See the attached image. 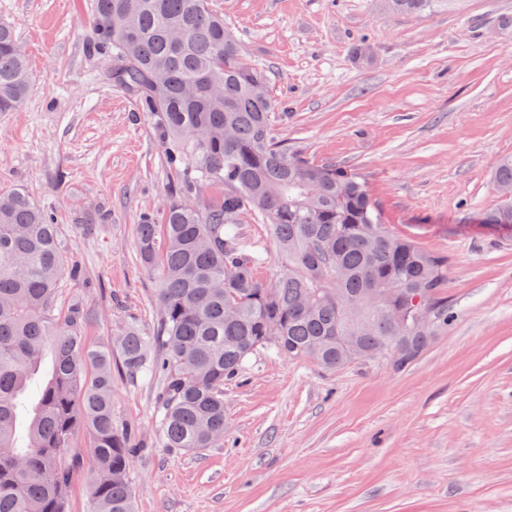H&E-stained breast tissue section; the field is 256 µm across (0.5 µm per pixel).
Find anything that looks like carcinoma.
Returning a JSON list of instances; mask_svg holds the SVG:
<instances>
[{
	"label": "carcinoma",
	"mask_w": 512,
	"mask_h": 512,
	"mask_svg": "<svg viewBox=\"0 0 512 512\" xmlns=\"http://www.w3.org/2000/svg\"><path fill=\"white\" fill-rule=\"evenodd\" d=\"M456 3L386 7L418 16ZM93 34L110 47L104 79L155 120L177 177L161 216L136 227L140 261L157 275V329L128 327L114 349L89 345L83 302L58 305L60 280L82 269L61 252L57 225L24 190L0 195V512H69L82 467L69 448L84 429L91 512H134L141 448L112 419L114 351L129 377L160 381L165 446L194 451L224 444V384L260 349L339 369L398 340L392 366L403 370L448 331V257L392 233L356 175L274 138L265 77L207 0H95ZM29 89L24 49L0 23V112ZM493 178L512 189V157ZM247 217L267 225L281 258L271 286L241 244ZM485 220L511 225L512 195Z\"/></svg>",
	"instance_id": "cac0c4a2"
}]
</instances>
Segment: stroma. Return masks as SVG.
<instances>
[{"label":"stroma","mask_w":512,"mask_h":512,"mask_svg":"<svg viewBox=\"0 0 512 512\" xmlns=\"http://www.w3.org/2000/svg\"><path fill=\"white\" fill-rule=\"evenodd\" d=\"M267 79L289 152L358 175L395 234L446 254L448 333L403 371L261 350L224 387V444L163 447L155 381L112 379L143 446L136 512H512V228L485 223L512 156V0L389 13L383 0H209ZM93 0H0L33 86L0 112V192L25 188L83 269L87 341L153 335L155 275L136 226L175 176L150 116L99 80ZM366 55H357L359 47Z\"/></svg>","instance_id":"obj_1"}]
</instances>
